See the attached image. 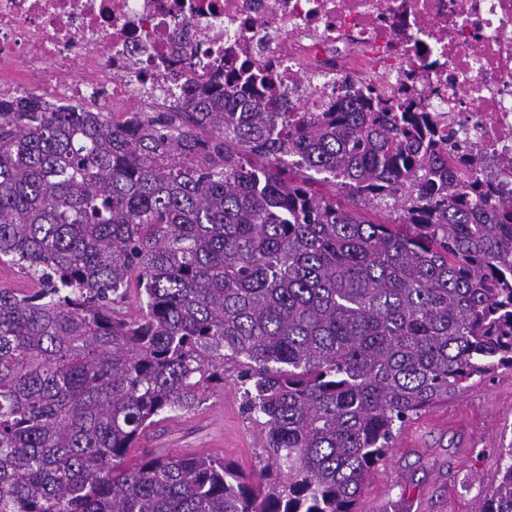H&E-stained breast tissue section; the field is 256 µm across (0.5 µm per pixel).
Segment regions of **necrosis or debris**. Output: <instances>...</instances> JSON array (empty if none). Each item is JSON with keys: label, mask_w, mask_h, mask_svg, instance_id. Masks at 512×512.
Masks as SVG:
<instances>
[{"label": "necrosis or debris", "mask_w": 512, "mask_h": 512, "mask_svg": "<svg viewBox=\"0 0 512 512\" xmlns=\"http://www.w3.org/2000/svg\"><path fill=\"white\" fill-rule=\"evenodd\" d=\"M244 62L306 112L372 86L434 113L512 190V0H0V94L142 112Z\"/></svg>", "instance_id": "obj_1"}]
</instances>
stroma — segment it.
Returning a JSON list of instances; mask_svg holds the SVG:
<instances>
[{
  "mask_svg": "<svg viewBox=\"0 0 512 512\" xmlns=\"http://www.w3.org/2000/svg\"><path fill=\"white\" fill-rule=\"evenodd\" d=\"M238 366L218 368L187 410L163 413L140 445L162 454H209L245 471L264 464L263 434L243 409ZM512 448V370L459 391L409 423L370 476L361 512H473L500 481Z\"/></svg>",
  "mask_w": 512,
  "mask_h": 512,
  "instance_id": "stroma-1",
  "label": "stroma"
}]
</instances>
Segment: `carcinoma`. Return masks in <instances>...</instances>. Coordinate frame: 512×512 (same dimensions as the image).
I'll return each mask as SVG.
<instances>
[{
  "label": "carcinoma",
  "instance_id": "1",
  "mask_svg": "<svg viewBox=\"0 0 512 512\" xmlns=\"http://www.w3.org/2000/svg\"><path fill=\"white\" fill-rule=\"evenodd\" d=\"M472 166L427 112L259 71L176 112L1 96L0 261L37 288H0V512H361L408 423L512 369V197ZM229 359L264 466L127 462ZM499 469L476 512H512Z\"/></svg>",
  "mask_w": 512,
  "mask_h": 512
}]
</instances>
